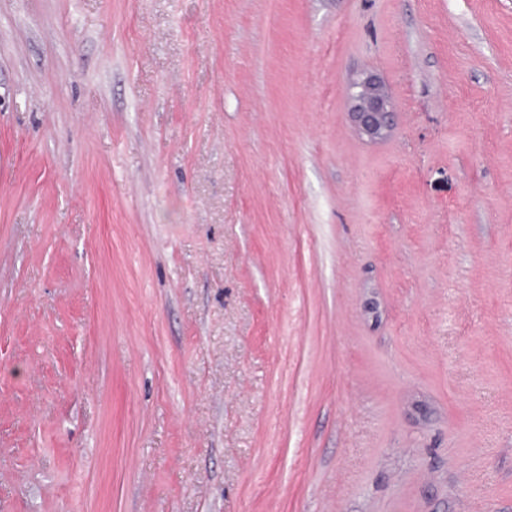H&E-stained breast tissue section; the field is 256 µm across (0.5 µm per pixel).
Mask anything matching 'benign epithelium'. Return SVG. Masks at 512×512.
I'll return each instance as SVG.
<instances>
[{
	"label": "benign epithelium",
	"mask_w": 512,
	"mask_h": 512,
	"mask_svg": "<svg viewBox=\"0 0 512 512\" xmlns=\"http://www.w3.org/2000/svg\"><path fill=\"white\" fill-rule=\"evenodd\" d=\"M358 91L349 97V115L358 133L370 141L383 140L393 131L392 104L381 78L366 73L354 82Z\"/></svg>",
	"instance_id": "benign-epithelium-1"
}]
</instances>
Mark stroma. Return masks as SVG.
<instances>
[{
    "label": "stroma",
    "instance_id": "stroma-1",
    "mask_svg": "<svg viewBox=\"0 0 512 512\" xmlns=\"http://www.w3.org/2000/svg\"><path fill=\"white\" fill-rule=\"evenodd\" d=\"M0 512H512V0H0ZM354 86L359 90L349 95L348 114L358 133L370 141L389 137L393 131L394 112L381 78L373 73H365L354 82Z\"/></svg>",
    "mask_w": 512,
    "mask_h": 512
}]
</instances>
